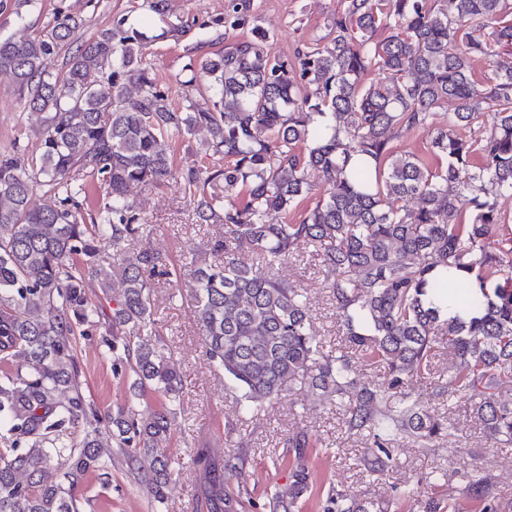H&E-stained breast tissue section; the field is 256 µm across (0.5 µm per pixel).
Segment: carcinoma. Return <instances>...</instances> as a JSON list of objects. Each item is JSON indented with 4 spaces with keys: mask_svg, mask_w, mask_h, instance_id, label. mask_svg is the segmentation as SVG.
<instances>
[{
    "mask_svg": "<svg viewBox=\"0 0 512 512\" xmlns=\"http://www.w3.org/2000/svg\"><path fill=\"white\" fill-rule=\"evenodd\" d=\"M249 5L231 0L224 28L249 24ZM78 21L54 14L43 31L0 40V73L41 115V154H0V512H84L79 488L96 474L109 485L112 449L165 500L177 476L168 448L183 377L155 331L152 288L172 275L167 254L145 241L148 223L133 185L178 184L200 222L224 235L192 254L193 306L210 364L224 373L238 414L277 400L297 379L336 403L345 432L364 439L356 465L381 475L398 464L401 440L427 448L454 426L424 412L409 390L433 380L438 394L463 397L494 443L512 445V232L498 199L512 195V4L509 0H345L331 43L268 54L267 32L189 65L216 96L206 110L174 106L146 60V46L180 37L151 20L112 26L77 43L61 70L58 50ZM389 35L375 39L378 30ZM473 55L491 61L478 81ZM376 71L369 84L364 76ZM138 90L134 107L126 102ZM445 126L436 116L447 102ZM489 123L480 139L457 130ZM434 132L443 163L431 169L392 146L395 131ZM194 141L224 159L212 172L176 164L172 143ZM323 197L298 222L288 213ZM46 201L33 203L34 189ZM102 192L93 213L89 191ZM419 200L410 207L406 201ZM281 214L285 221L272 222ZM119 255L101 264V247ZM307 253L319 260L342 340L325 342L301 285L279 267ZM117 295L112 314L92 304L89 286ZM461 295L475 316L440 318L430 297ZM99 337L114 374L132 378L127 400L104 412L83 390L77 337ZM453 357L446 374L434 361ZM370 367L377 380H362ZM161 397V407L148 405ZM272 466L288 464V487L261 506L226 483L211 450L190 456L206 485V512H300L310 492V456L328 445L305 427L282 435ZM512 512V499L474 471L457 492L434 471L395 490L421 512ZM322 512H391L328 487Z\"/></svg>",
    "mask_w": 512,
    "mask_h": 512,
    "instance_id": "obj_1",
    "label": "carcinoma"
}]
</instances>
